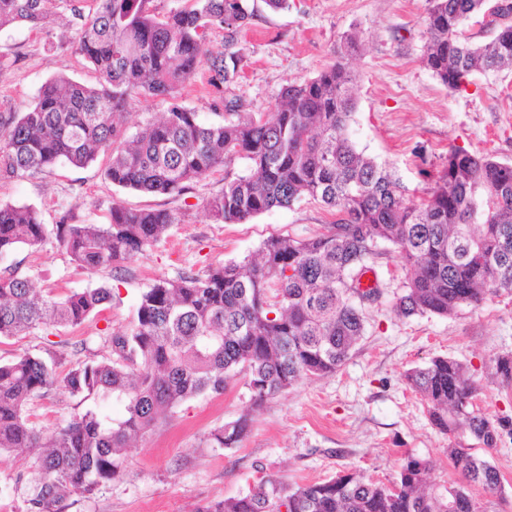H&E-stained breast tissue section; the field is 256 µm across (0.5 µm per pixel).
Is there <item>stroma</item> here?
<instances>
[{"mask_svg": "<svg viewBox=\"0 0 512 512\" xmlns=\"http://www.w3.org/2000/svg\"><path fill=\"white\" fill-rule=\"evenodd\" d=\"M250 6L253 19L237 44L243 70L224 89L246 110L267 111L288 81L315 77L341 56L353 74L350 137L394 174L405 198L428 195L453 148L512 164V71L474 72L456 91L443 86L423 62L425 0H290L284 11L271 10L265 0H250ZM77 26L60 8L46 27L0 29V112L26 111L39 88L56 76L98 85V73L79 56L49 47L60 37H74ZM353 32L362 44L350 51L344 38ZM209 76L201 68L179 94L205 122L217 118ZM108 164L102 155L84 169L59 163L34 177L0 178V202L35 206L50 226L63 218L108 223L115 202L165 209L175 218L165 239L146 248L118 278L107 270L77 268L51 239L1 256L0 272L18 268L40 297L61 298L102 283L112 287L111 303L81 326L1 339V363L25 352L44 355L54 343L74 364L110 356V337L130 330L139 297L155 279L241 260L272 235L307 239L333 220L320 201L307 198L243 224L216 221L205 201L223 188L226 172L244 171L241 160L178 196L113 187L104 177ZM372 265L384 282L381 295L366 304L365 334L335 374L302 379L255 409L248 377L238 373L223 395L197 396L175 407L138 439L119 477L93 493L66 497L58 512H192L243 494L269 476L294 487L356 470L387 485L411 457L427 462L437 488L447 487L456 477L450 438L431 423L405 373L436 356L460 360L481 386L478 406L493 418L512 417V386L493 381L488 368L492 357L512 353V291L461 307L448 318L402 319L392 309L408 278L400 253L380 245ZM79 408L78 398L62 388L30 404L34 421L47 432ZM245 413L252 418L248 436L234 448L214 447L210 433ZM38 472L37 456L27 449L0 454V512H28Z\"/></svg>", "mask_w": 512, "mask_h": 512, "instance_id": "stroma-1", "label": "stroma"}]
</instances>
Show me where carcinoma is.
I'll use <instances>...</instances> for the list:
<instances>
[{
  "label": "carcinoma",
  "mask_w": 512,
  "mask_h": 512,
  "mask_svg": "<svg viewBox=\"0 0 512 512\" xmlns=\"http://www.w3.org/2000/svg\"><path fill=\"white\" fill-rule=\"evenodd\" d=\"M78 0H0V27L40 28L64 3L82 19L77 36L51 43L69 46L100 77L87 86L65 76L39 89L25 112L0 113V175L34 176L57 163L80 169L99 153L110 163L112 185L158 195L181 194L218 168L242 159L246 170L226 172L224 188L206 207L224 224H240L272 208L307 197L334 209L338 219L307 240L272 236L240 261L161 277L142 292L131 329L112 337V357L68 365L63 350L48 357L24 354L0 364V452L37 451L40 477L30 512H56L71 493H90L122 473L136 439L167 412L201 394L222 395L244 371L255 406L303 377L334 374L365 331L364 306L381 281L363 290L361 275L378 248L400 252L409 277L396 298L401 318L448 317L512 290V166L460 148L448 151L432 192L405 200L397 179L359 152L347 128L354 103L353 75L336 60L315 77L292 80L267 112H245L223 88L242 71L238 34L251 24L248 0H193L158 17L153 0H93L83 15ZM488 0H427L426 67L448 89H460L475 70L512 68V24L502 23L480 44L463 25L490 12L505 18L512 4ZM224 29V49L205 39ZM206 65L224 107L204 123L178 99L179 88ZM167 104L162 116L128 133L123 114L135 95ZM174 223L165 209L112 204L109 223L49 228L30 205L0 204V256L20 246L36 248L48 237L89 272L127 267L167 236ZM112 288L100 285L65 298L36 297L27 276H0V338L39 329L77 327L102 311ZM494 375L512 384V354L491 359ZM407 384L426 401L432 423L450 435L469 434L487 448L512 440V419H493L475 404L477 383L468 368L434 357L408 371ZM62 386L91 405L65 426L46 433L29 419L27 404ZM118 400L126 414L114 419L100 404ZM245 416L211 433L219 448L247 436ZM461 480L437 489L426 463L410 458L390 485L351 471L323 482L290 487L270 476L235 498L196 512H488L504 500L498 469L457 442L448 448ZM481 489L485 499L471 488Z\"/></svg>",
  "instance_id": "1"
}]
</instances>
